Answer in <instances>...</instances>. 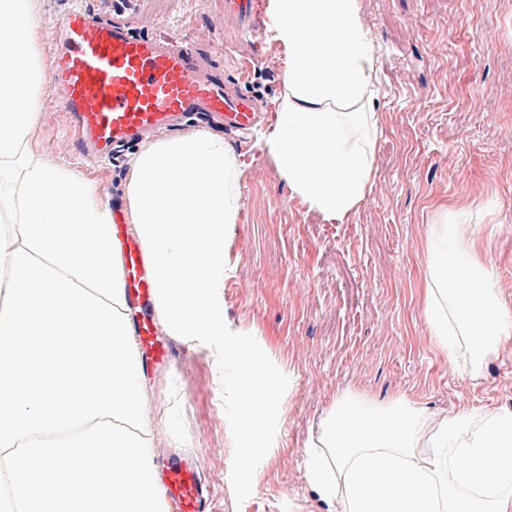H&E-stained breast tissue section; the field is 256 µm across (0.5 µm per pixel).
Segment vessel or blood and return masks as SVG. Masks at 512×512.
<instances>
[{
  "instance_id": "b4317fda",
  "label": "vessel or blood",
  "mask_w": 512,
  "mask_h": 512,
  "mask_svg": "<svg viewBox=\"0 0 512 512\" xmlns=\"http://www.w3.org/2000/svg\"><path fill=\"white\" fill-rule=\"evenodd\" d=\"M224 16L236 23L239 35L263 33L254 0H224ZM48 81L60 93L73 137L104 158L120 144L170 129L192 112L216 116L230 131L249 130L257 120L250 96L232 93L224 79L200 71L192 45L137 38L124 24L99 23L78 9L58 22ZM123 266L128 301L143 310L136 330L153 347V361H166V351L155 346L154 283L142 250L124 249ZM157 476L176 512H205L207 488L198 461L160 454Z\"/></svg>"
}]
</instances>
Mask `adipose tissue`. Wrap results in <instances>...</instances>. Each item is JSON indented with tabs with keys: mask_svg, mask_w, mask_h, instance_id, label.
Instances as JSON below:
<instances>
[{
	"mask_svg": "<svg viewBox=\"0 0 512 512\" xmlns=\"http://www.w3.org/2000/svg\"><path fill=\"white\" fill-rule=\"evenodd\" d=\"M37 2L0 0V512H168L112 204L28 144L46 78ZM269 16L286 71L261 149L309 210L345 220L371 189L380 131L359 0H269ZM244 178L223 136L192 128L130 156L123 202L162 330L205 353L249 459L278 446L288 379L224 316ZM481 235L454 211L431 226L421 299L435 346L472 381L512 334ZM307 448L306 478L337 512H512V414L437 420L406 394L348 393Z\"/></svg>",
	"mask_w": 512,
	"mask_h": 512,
	"instance_id": "obj_1",
	"label": "adipose tissue"
}]
</instances>
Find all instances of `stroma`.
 <instances>
[{
	"mask_svg": "<svg viewBox=\"0 0 512 512\" xmlns=\"http://www.w3.org/2000/svg\"><path fill=\"white\" fill-rule=\"evenodd\" d=\"M113 0H39L40 53L55 25L82 7L115 21ZM380 75L373 186L344 222L311 212L257 137L230 138L247 166L229 243L224 313L261 339L288 374L274 454L242 461L237 412L217 398L203 355L164 337L171 363L145 366L164 445L194 454L211 493L206 512H331L305 477V442L336 398L385 402L405 393L429 413H512V336L470 382L434 346L420 296L426 240L442 208L482 225L481 251L512 311V0H360ZM132 35L197 42L217 75L244 66L242 88L274 104L284 65L272 38L224 51V0H140ZM33 146L100 183L122 205L132 147L83 154L46 91ZM223 445L222 457L211 450Z\"/></svg>",
	"mask_w": 512,
	"mask_h": 512,
	"instance_id": "1",
	"label": "stroma"
}]
</instances>
